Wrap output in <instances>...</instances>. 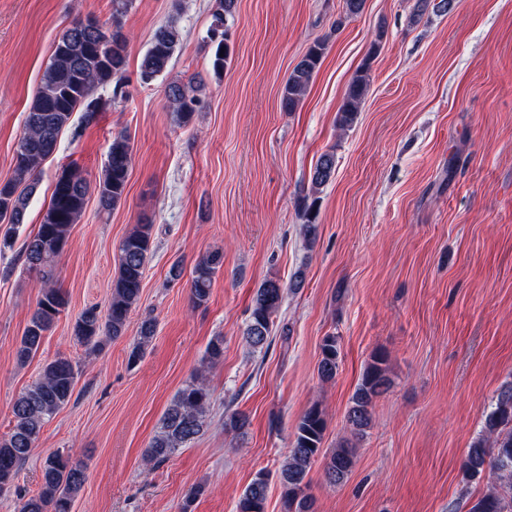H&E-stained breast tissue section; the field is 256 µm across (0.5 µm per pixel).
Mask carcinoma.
<instances>
[{"instance_id": "cac0c4a2", "label": "carcinoma", "mask_w": 512, "mask_h": 512, "mask_svg": "<svg viewBox=\"0 0 512 512\" xmlns=\"http://www.w3.org/2000/svg\"><path fill=\"white\" fill-rule=\"evenodd\" d=\"M132 2L112 0L110 28L87 33L79 29V22L75 21L59 36L26 114L16 150L15 178L0 183V224L12 225L13 232H18L25 223L29 198L42 167L55 152L58 138L69 126L73 113L82 112L90 121L106 107V100L98 90L111 87L113 96H118L129 45V36L123 32V17ZM234 8L235 0H215L209 39L214 44L211 65L216 74L224 72L230 58L226 22L233 16ZM179 41L180 31L175 22L156 29L140 61L141 82L151 84L168 70ZM327 48V40L318 39L296 63L281 90L284 111L292 112L298 107ZM366 86L367 69L363 68L352 77L339 109L341 128L355 122ZM196 92L190 84L171 83L165 88V97L178 124L189 123L199 111ZM132 152L129 136L120 132L112 137L98 180L90 181L77 166L63 167L57 173L42 222L23 245L25 269L36 274L41 293L16 347L17 361L25 363L38 352L46 333L65 311V293L56 287L57 258L72 226L81 219L90 193H97L104 210H111L122 201ZM335 171V153L321 154L311 179L312 193L301 205L305 235L311 241L316 235L317 194ZM151 236L152 225L138 224L120 242L118 275L112 283L107 310L102 314L91 307L79 315L74 326L79 343L97 348L103 340L124 334L130 312L140 298ZM222 266L223 254L218 251L208 253L196 263L190 286L193 305L208 302L213 278ZM302 283V274L296 273L286 287L297 290ZM286 287L280 280L268 278L257 289L244 330L250 349L260 351L271 344ZM155 331L153 320L141 323L137 342L129 354L130 362L141 359ZM340 356L338 337L333 334L324 337L318 362L322 381L335 378ZM223 359L224 337L216 336L207 345L203 363L211 366ZM76 376L77 369L72 361L58 357L46 363L38 381L14 401L13 426L9 435L0 439V491L13 484L19 470L31 457L45 421L69 403ZM390 385L387 358L377 352L366 364L350 400L346 414L350 437L342 438L336 448L325 455L322 454L326 431L323 409L314 403L302 414L288 457L279 469L283 512H313L314 499L309 493L307 476L318 458L325 459L323 475L327 483L337 485L344 481L355 464L357 442L372 426L374 400L385 394ZM210 400V389L199 376L176 393L161 419L159 431L145 450L147 464H161L176 450L196 440L203 430ZM249 426V416L240 412L224 420V428L238 434L245 433ZM462 467L468 477L486 480L484 492L469 512H512V383L502 387L486 413L482 430L467 449ZM85 480L86 468L82 460L70 453L51 454L41 467L39 491L21 498L18 512H72ZM268 487L269 475L258 471L239 496L236 512H266Z\"/></svg>"}]
</instances>
